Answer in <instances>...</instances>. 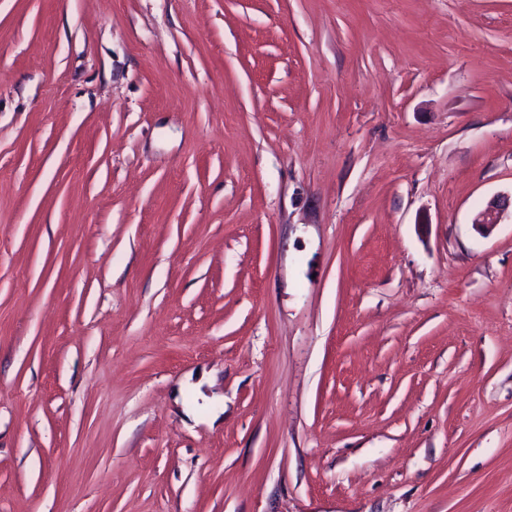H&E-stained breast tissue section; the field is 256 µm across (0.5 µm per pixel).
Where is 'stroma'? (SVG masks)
Segmentation results:
<instances>
[{
    "mask_svg": "<svg viewBox=\"0 0 512 512\" xmlns=\"http://www.w3.org/2000/svg\"><path fill=\"white\" fill-rule=\"evenodd\" d=\"M512 0H0V512H512ZM512 219V194H499L489 199L485 207L476 215L472 225L483 235L489 234L492 228L500 224L509 212Z\"/></svg>",
    "mask_w": 512,
    "mask_h": 512,
    "instance_id": "stroma-1",
    "label": "stroma"
}]
</instances>
